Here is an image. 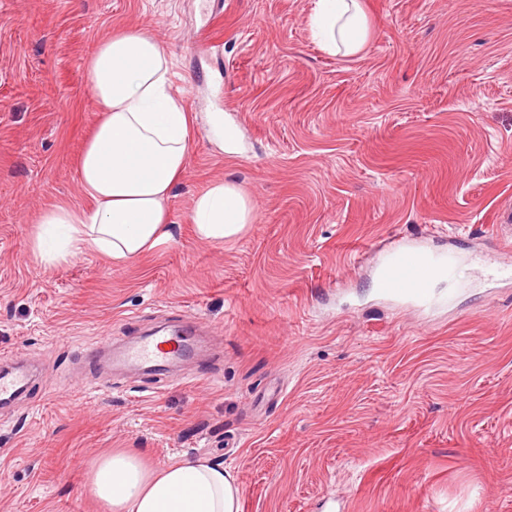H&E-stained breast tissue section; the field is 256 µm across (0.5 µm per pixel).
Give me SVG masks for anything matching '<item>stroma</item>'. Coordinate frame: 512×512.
<instances>
[{
  "label": "stroma",
  "instance_id": "35a3bbf8",
  "mask_svg": "<svg viewBox=\"0 0 512 512\" xmlns=\"http://www.w3.org/2000/svg\"><path fill=\"white\" fill-rule=\"evenodd\" d=\"M315 0H0V354L28 366L0 407V512H99L95 461L137 451L237 475L240 512H512V0H363L372 34L324 52ZM151 25L194 118L173 239L123 267L39 262L41 212L85 203L95 44ZM235 182L239 238L200 241L193 197ZM460 259L465 290L379 293L393 239ZM194 325L166 372L93 357Z\"/></svg>",
  "mask_w": 512,
  "mask_h": 512
}]
</instances>
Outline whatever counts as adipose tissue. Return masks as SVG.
Returning a JSON list of instances; mask_svg holds the SVG:
<instances>
[{
    "label": "adipose tissue",
    "instance_id": "adipose-tissue-1",
    "mask_svg": "<svg viewBox=\"0 0 512 512\" xmlns=\"http://www.w3.org/2000/svg\"><path fill=\"white\" fill-rule=\"evenodd\" d=\"M307 24L334 56L362 53L371 35L362 0H316ZM170 69L168 48L148 29L97 44L85 82L101 117L78 167L89 203L41 213L30 243L43 265L102 255L124 266L171 241L168 202L188 165L193 117L172 90ZM254 215V201L228 180L198 193L191 209L198 239L217 244L243 233ZM89 487L102 512H240L236 474L206 458L150 470L139 454L119 450L95 463Z\"/></svg>",
    "mask_w": 512,
    "mask_h": 512
}]
</instances>
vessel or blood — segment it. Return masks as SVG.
Instances as JSON below:
<instances>
[{"label": "vessel or blood", "mask_w": 512, "mask_h": 512, "mask_svg": "<svg viewBox=\"0 0 512 512\" xmlns=\"http://www.w3.org/2000/svg\"><path fill=\"white\" fill-rule=\"evenodd\" d=\"M438 281L458 284L455 252L427 250L399 239L384 254L376 286L383 295L425 308L433 302L432 287ZM190 348L188 337L156 333L126 347L116 358L129 366L160 369ZM27 385L24 373L0 374V401L10 400Z\"/></svg>", "instance_id": "obj_1"}]
</instances>
